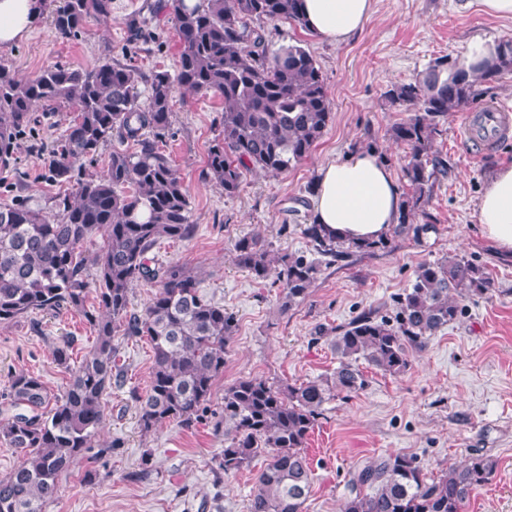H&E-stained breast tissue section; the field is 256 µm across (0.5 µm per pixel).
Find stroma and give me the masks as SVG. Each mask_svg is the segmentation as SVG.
Instances as JSON below:
<instances>
[{
    "mask_svg": "<svg viewBox=\"0 0 512 512\" xmlns=\"http://www.w3.org/2000/svg\"><path fill=\"white\" fill-rule=\"evenodd\" d=\"M140 20L142 38L129 40V23ZM250 26L264 30L270 48L298 44L311 53L333 117L295 168L278 176L245 173L239 192L228 197L206 176L221 100L180 86L173 93L171 125L159 147L189 191L195 232L187 240L161 242L150 256L192 269L201 294L234 316L236 331L214 384L212 409H219L225 387L244 376L298 384L332 374L338 365L334 328L368 310L392 318L419 265L463 256L486 268L491 289L465 300L458 318L431 337L405 373L365 368V390L325 404L306 447L311 494L304 512H342L350 472L391 454L414 456L428 475L492 457L494 475L471 494L464 512H512V257L494 251L475 219L487 175L512 164V132L482 151L463 139L467 113L450 117L434 143L451 168L432 188L427 210L434 230L396 238L351 265L322 269L306 300L288 312L280 310L278 285L254 279L234 262L235 242L249 235L263 237L279 253L307 250L302 229L311 220V187L321 165L373 140L394 175H401L406 148L386 131L402 115L386 103L387 88L422 78L436 58L463 57L471 37H512V18L486 15L474 0H373L363 30L336 46L285 21ZM179 52L164 0H112L109 17L89 19L70 40L57 38L50 20H43L27 40L0 50V63L21 78L54 65L92 68L105 61L131 65L147 77L175 73ZM76 114L73 104L36 109L15 163L0 169V205L19 197L41 205L58 192L44 176V159ZM293 207L298 215H290ZM66 340L74 366L95 340L82 314L71 309L1 325L0 394L9 375L20 371L39 376L51 392L63 390L68 374L53 349ZM118 344L124 384L106 398L105 423L95 438L103 454L74 462L47 512H249L263 458L235 473L218 471L224 437L209 421L143 432L133 395L149 385L153 352L143 337ZM143 470L147 478L134 480Z\"/></svg>",
    "mask_w": 512,
    "mask_h": 512,
    "instance_id": "35a3bbf8",
    "label": "stroma"
}]
</instances>
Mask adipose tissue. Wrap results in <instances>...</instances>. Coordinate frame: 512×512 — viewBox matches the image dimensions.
Instances as JSON below:
<instances>
[{
  "label": "adipose tissue",
  "mask_w": 512,
  "mask_h": 512,
  "mask_svg": "<svg viewBox=\"0 0 512 512\" xmlns=\"http://www.w3.org/2000/svg\"><path fill=\"white\" fill-rule=\"evenodd\" d=\"M372 0H304L308 31L340 44L368 20ZM42 20L38 0H0V50L28 37ZM402 195L387 162L373 150H360L317 170L311 197L312 221L351 241L389 237L397 224ZM476 219L484 238L501 255L512 257V165L490 175Z\"/></svg>",
  "instance_id": "obj_1"
}]
</instances>
